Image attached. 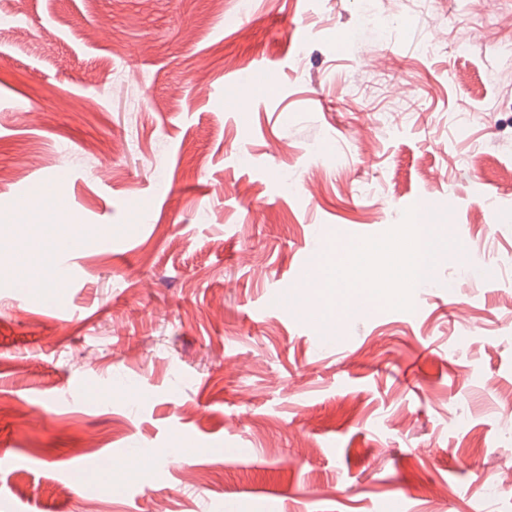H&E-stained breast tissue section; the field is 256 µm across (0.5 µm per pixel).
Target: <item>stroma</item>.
<instances>
[{
	"mask_svg": "<svg viewBox=\"0 0 512 512\" xmlns=\"http://www.w3.org/2000/svg\"><path fill=\"white\" fill-rule=\"evenodd\" d=\"M1 11L0 225L59 182L86 241L72 287L0 273V512L178 441L96 512H512V0ZM339 240L389 302L331 331L298 302ZM433 226L430 224H416L414 227L406 269L407 283L411 285V288H421L428 284L431 279L434 257L440 248L441 241ZM428 237L433 243L432 250L428 248Z\"/></svg>",
	"mask_w": 512,
	"mask_h": 512,
	"instance_id": "35a3bbf8",
	"label": "stroma"
}]
</instances>
